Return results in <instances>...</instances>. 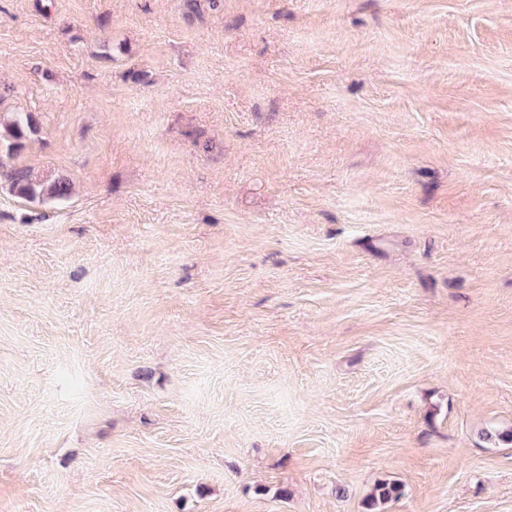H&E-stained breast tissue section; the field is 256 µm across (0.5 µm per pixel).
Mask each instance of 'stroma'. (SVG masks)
Returning a JSON list of instances; mask_svg holds the SVG:
<instances>
[{
	"instance_id": "stroma-1",
	"label": "stroma",
	"mask_w": 512,
	"mask_h": 512,
	"mask_svg": "<svg viewBox=\"0 0 512 512\" xmlns=\"http://www.w3.org/2000/svg\"><path fill=\"white\" fill-rule=\"evenodd\" d=\"M19 112L0 512H512V0H0ZM37 124L32 113H19L16 115L12 123L6 129L7 139L11 141L8 144L9 150H14L22 145L28 133L36 132ZM11 187L28 198L48 196L49 198L63 200L71 193V184L65 179H57L50 183L33 180L28 174H15L12 177ZM402 494V487L398 483L382 481L375 485L373 492L365 502L366 512H381L380 505L397 498Z\"/></svg>"
}]
</instances>
